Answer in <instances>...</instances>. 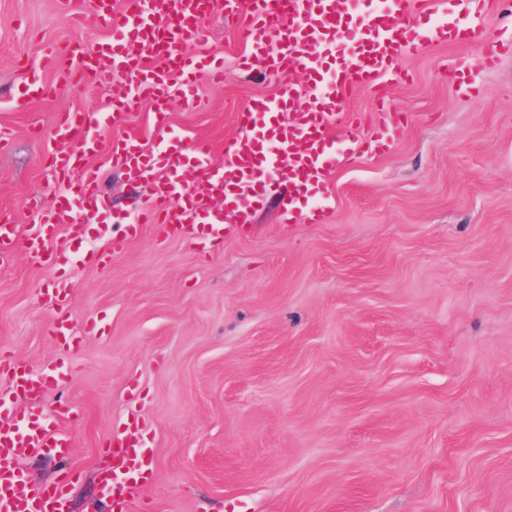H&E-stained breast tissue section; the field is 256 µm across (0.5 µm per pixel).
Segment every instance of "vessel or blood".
Instances as JSON below:
<instances>
[{
	"instance_id": "vessel-or-blood-1",
	"label": "vessel or blood",
	"mask_w": 512,
	"mask_h": 512,
	"mask_svg": "<svg viewBox=\"0 0 512 512\" xmlns=\"http://www.w3.org/2000/svg\"><path fill=\"white\" fill-rule=\"evenodd\" d=\"M422 2L391 0L390 8L381 10L375 0H360L356 9L342 0H225L224 18L241 48V70L281 74L285 80L273 97L253 100L241 111L242 134L225 142L220 167L210 162V145L199 140L181 152L152 151L136 137L106 143L98 135L113 113L136 111L149 99L155 103V127H165L172 98L193 104L200 76L223 80L222 67L197 50L207 38L203 20L213 0H126L121 10L94 13L93 22L115 30L112 46L86 56L66 47L48 57L43 67L60 89L77 75L112 72L114 111L59 115L57 130L69 146L47 156L53 202L39 210L23 239L0 225V267L9 264L20 246L48 261L59 260L53 243L65 228L84 238L110 240L116 249L123 238L136 237L146 227L161 237L177 235L214 249L224 242L225 225L247 231L270 182L288 188L280 207L289 221L324 223L328 172L357 164L364 146L388 149L405 125L404 114L385 96L388 84L408 81L401 67L404 58L422 56L441 43L460 42L481 45L486 64L492 66L512 51L511 45L491 40L479 23L481 0H448V18L442 22L432 21ZM297 71L305 73L304 83L290 81ZM356 91L373 94L371 121L343 112ZM100 153L139 181L147 196L146 206L125 225L120 239L111 234L102 178L85 164L87 157ZM187 156L196 174L190 185L180 174ZM219 198L224 201L220 210L213 206ZM84 214L93 216V223H80ZM48 335L61 352L76 341L62 316ZM1 375L9 377L12 395L23 408L10 414L0 411V512H68L71 472H61L52 484L28 487L18 465L25 455L46 448L64 454L71 446L67 436L42 419V399L56 383L54 371L35 372L4 360ZM111 453L113 467L101 473L100 481L112 491L119 512H131L154 457L138 437L114 442Z\"/></svg>"
}]
</instances>
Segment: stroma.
Masks as SVG:
<instances>
[{
	"label": "stroma",
	"instance_id": "1",
	"mask_svg": "<svg viewBox=\"0 0 512 512\" xmlns=\"http://www.w3.org/2000/svg\"><path fill=\"white\" fill-rule=\"evenodd\" d=\"M94 9L0 0V222L17 233L53 200L57 114L112 109L109 74L56 92L41 67L111 39L74 23ZM204 25L223 83L200 81L195 108L172 101L167 130L146 102L104 136L202 140L223 159L237 112L281 77L238 69L223 9ZM403 66L412 80L387 95L407 124L329 172L325 223L286 221L275 188L216 250L147 229L108 264L87 239L59 266L22 249L0 267V356L65 360L44 415L72 448L23 460L30 484L77 469L70 512H113L99 474L134 412L155 458L137 512H512V55L488 68L477 46L447 45ZM33 79L48 93L18 103ZM88 163L118 220L143 206L128 175ZM62 277L80 338L64 354L43 299Z\"/></svg>",
	"mask_w": 512,
	"mask_h": 512
}]
</instances>
